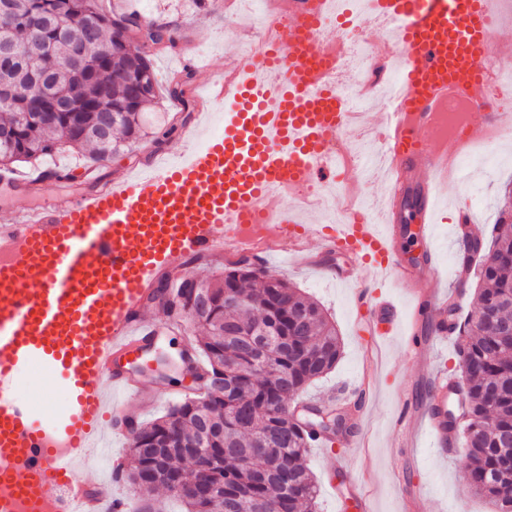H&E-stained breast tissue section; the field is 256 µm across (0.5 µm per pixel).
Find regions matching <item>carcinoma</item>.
Returning a JSON list of instances; mask_svg holds the SVG:
<instances>
[{"mask_svg":"<svg viewBox=\"0 0 512 512\" xmlns=\"http://www.w3.org/2000/svg\"><path fill=\"white\" fill-rule=\"evenodd\" d=\"M11 37L19 61L0 67V85L17 95L0 98V165L52 155L70 143L89 149L99 162L148 136L142 114L158 93L152 60L128 40L117 48L112 18L134 29L142 14L114 9L100 0H9ZM70 36L58 33L59 23ZM99 33L93 53L96 79L77 85L70 76V42L88 25ZM52 58L51 87L73 99L82 112H59L49 123L23 120L24 102L40 93L24 80L29 63ZM190 72L174 76L166 88L189 111L184 87ZM240 257L224 274L202 281L206 297L193 299L179 279L159 287L179 310L168 314L204 328L196 340L207 374L222 375L221 390L189 396L141 427L129 442L126 482L148 494L162 485L181 499L186 512H313L317 486L305 457L315 437L327 436L325 419H294L289 401L310 381L336 367L341 344L336 326L321 307L287 279L249 267ZM512 322V224H499L483 251L473 308L463 322L450 324L463 335L460 349L464 405L462 421L448 430L466 448L469 487L488 499L495 512H512V339L499 335L488 317Z\"/></svg>","mask_w":512,"mask_h":512,"instance_id":"obj_1","label":"carcinoma"}]
</instances>
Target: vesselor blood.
I'll return each instance as SVG.
<instances>
[{"label":"vessel or blood","mask_w":512,"mask_h":512,"mask_svg":"<svg viewBox=\"0 0 512 512\" xmlns=\"http://www.w3.org/2000/svg\"><path fill=\"white\" fill-rule=\"evenodd\" d=\"M399 21V92L375 133L388 162L381 218L339 224H298L278 193L307 186L332 170L331 154L348 127L344 101L327 74L314 0H288V27L271 25L258 51L208 81L196 110L210 120L223 108L222 130L174 162L52 197L15 211L0 224V512H126L111 481L76 478L78 463L104 436L130 439L133 407L150 403L127 367L165 327L145 305L169 269L200 253H253L242 225L277 222L294 252L315 241L351 258L338 282L379 287L371 302L372 331L421 350L419 321L437 316L431 226L436 199L458 180V155L436 137L448 102L466 106L464 137L476 142L512 127V114L486 97L488 60L512 63L503 39L501 0H375ZM1 175L19 194L59 177ZM418 225L422 267L400 259L397 226ZM401 289L407 304L388 294ZM37 365L59 376L68 393L63 412L39 418L15 394ZM439 447H446L448 385L433 383L421 408Z\"/></svg>","instance_id":"vessel-or-blood-1"}]
</instances>
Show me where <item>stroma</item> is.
Instances as JSON below:
<instances>
[{
	"mask_svg": "<svg viewBox=\"0 0 512 512\" xmlns=\"http://www.w3.org/2000/svg\"><path fill=\"white\" fill-rule=\"evenodd\" d=\"M115 3L151 13L175 30V44L152 56L155 79L162 90L174 73L181 71V55L192 54L227 69L235 62V47L251 37L236 5L229 0H207L201 9L192 0H104L108 7ZM173 113L170 100L159 98L148 112L150 137L135 153L91 164L85 149L67 145L52 156L14 164V173L32 176L60 166L91 168L96 177L113 179L147 167L153 160L197 142L195 113H187L183 121L172 125L168 119ZM493 154L495 166L475 165L464 181L449 187L438 202V222L433 226L443 283L439 295L456 294L463 314L471 307L476 283L471 280L460 287L455 282L454 269L463 257L456 210L459 204H467L474 234L491 241L493 226L504 207L505 188L512 183V150L498 145ZM349 264L345 254L325 256L315 244L299 256L289 253L287 246H278L267 253L263 264L270 274L287 278L302 293L319 301L341 341L342 354L336 367L305 385L294 397V404H333L344 406L350 413L357 409L362 412L361 420H349L346 431L330 445L319 444L308 450L306 465L319 489L316 512H344V504L354 501L362 490L371 494V512H405L412 499L417 500L419 512H457L461 502L466 512H494L493 505L474 495L464 479V449L438 447L427 420L416 414L421 395L434 379L457 369L459 336L436 338L433 320H422L419 333L431 345L424 365L399 342L375 341L367 318L358 314L350 287L336 283L329 274L330 269ZM186 331L183 338L161 337L142 359L143 391L158 395L159 400L144 410L141 423L152 421L185 396L179 382L180 351L186 341L200 335L191 325ZM15 394L23 400L41 398L50 412L67 402L62 380L37 372L22 374Z\"/></svg>",
	"mask_w": 512,
	"mask_h": 512,
	"instance_id": "1",
	"label": "stroma"
}]
</instances>
